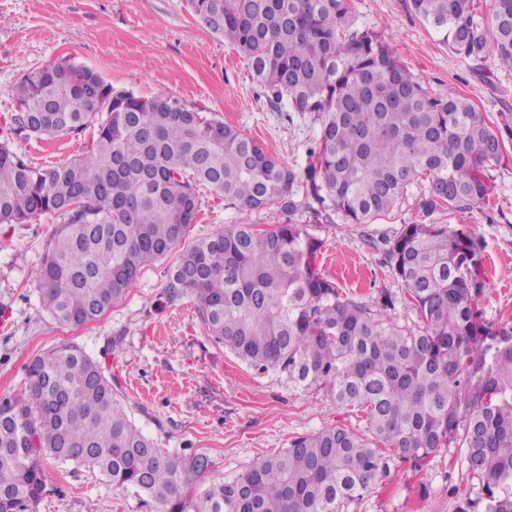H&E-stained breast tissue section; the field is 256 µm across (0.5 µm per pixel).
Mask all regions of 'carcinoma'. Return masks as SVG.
Returning a JSON list of instances; mask_svg holds the SVG:
<instances>
[{"mask_svg":"<svg viewBox=\"0 0 512 512\" xmlns=\"http://www.w3.org/2000/svg\"><path fill=\"white\" fill-rule=\"evenodd\" d=\"M202 25L246 60L271 106L288 99L318 123L305 167L165 95L138 97L61 60L11 88L0 133V224L62 219L36 274L42 308L80 326L119 301L143 269L195 223L204 186L230 205L307 209L348 224L388 217L413 187L423 215L460 217L490 195L512 123L493 125L452 87L430 93L351 0H187ZM465 61L512 70V0L481 15L474 0H411ZM95 136L68 162L36 166L16 138ZM384 257L418 322L391 317L392 294H343L319 270L322 242L305 224H222L183 250L166 295L194 299L209 335L257 370L277 368L366 415L294 437L230 481L199 512H349L391 467L422 468L463 448L477 487L452 489L456 512H512V321L490 322L481 248L462 224L401 225ZM27 393L0 402V512H36L42 459L96 469L150 512H189L208 467L163 453L133 423L103 367L74 344L33 359Z\"/></svg>","mask_w":512,"mask_h":512,"instance_id":"1","label":"carcinoma"}]
</instances>
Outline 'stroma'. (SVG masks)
Returning <instances> with one entry per match:
<instances>
[{"mask_svg":"<svg viewBox=\"0 0 512 512\" xmlns=\"http://www.w3.org/2000/svg\"><path fill=\"white\" fill-rule=\"evenodd\" d=\"M358 24L389 43L409 72L434 93L455 88L493 122L512 113V72L496 61H463L411 10L409 0H352ZM89 67L139 96L161 93L223 119L300 169L318 132L289 102L271 108L248 65L223 37L204 28L186 0H0V130L15 112L10 88L24 74L60 59ZM14 149L51 166L80 153L77 139H17ZM488 200L463 222L482 247L486 287L479 307L488 321L512 318V142L493 169ZM408 198L387 218L348 224L307 211L279 214L321 239L322 272L347 295L368 300L386 289L396 296L393 318L412 321L405 287L386 265L382 239L417 217ZM264 211L228 205L206 190L187 241L219 224H269ZM59 219L0 224V400L27 388L26 367L64 343L81 347L117 381L132 420L157 447L188 461L209 460L190 492L201 502L213 484L235 477L259 457L287 447L300 434L341 424L363 433L362 412L336 406L325 391H306L271 368L260 372L208 336L192 298L168 303L164 290L175 256L147 266L97 321L79 327L56 322L40 304L35 275L46 240ZM46 488L38 512H147L139 497L84 465L46 458ZM471 483L464 453L450 448L423 469L404 465L379 481L349 512H455L451 491Z\"/></svg>","mask_w":512,"mask_h":512,"instance_id":"35a3bbf8","label":"stroma"}]
</instances>
